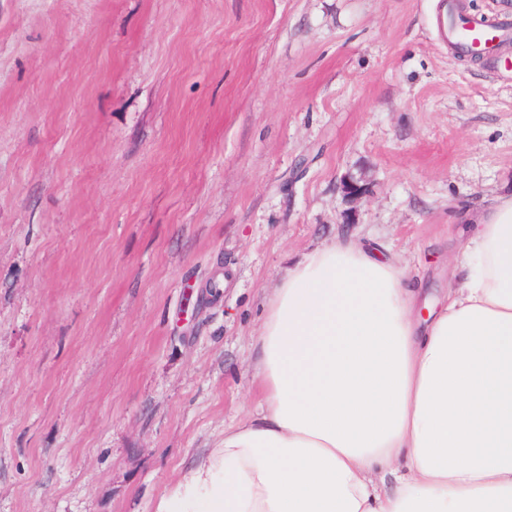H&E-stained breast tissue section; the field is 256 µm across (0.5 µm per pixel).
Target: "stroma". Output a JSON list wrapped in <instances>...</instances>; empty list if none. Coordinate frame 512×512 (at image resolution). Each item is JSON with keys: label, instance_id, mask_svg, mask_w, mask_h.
Instances as JSON below:
<instances>
[{"label": "stroma", "instance_id": "obj_1", "mask_svg": "<svg viewBox=\"0 0 512 512\" xmlns=\"http://www.w3.org/2000/svg\"><path fill=\"white\" fill-rule=\"evenodd\" d=\"M436 4L0 0V512H157L323 244L447 291L512 193V43L450 56Z\"/></svg>", "mask_w": 512, "mask_h": 512}]
</instances>
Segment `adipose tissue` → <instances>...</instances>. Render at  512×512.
<instances>
[{
    "instance_id": "adipose-tissue-1",
    "label": "adipose tissue",
    "mask_w": 512,
    "mask_h": 512,
    "mask_svg": "<svg viewBox=\"0 0 512 512\" xmlns=\"http://www.w3.org/2000/svg\"><path fill=\"white\" fill-rule=\"evenodd\" d=\"M443 300L338 240L290 265L253 338L263 399L158 512H512V195Z\"/></svg>"
}]
</instances>
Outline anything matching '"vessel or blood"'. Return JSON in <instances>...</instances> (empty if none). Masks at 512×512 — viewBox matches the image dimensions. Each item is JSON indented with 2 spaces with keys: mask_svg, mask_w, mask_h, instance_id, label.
I'll return each mask as SVG.
<instances>
[{
  "mask_svg": "<svg viewBox=\"0 0 512 512\" xmlns=\"http://www.w3.org/2000/svg\"><path fill=\"white\" fill-rule=\"evenodd\" d=\"M437 9V38L451 55L479 52L512 39V19L485 22L473 15L463 18L456 14L454 0H439Z\"/></svg>",
  "mask_w": 512,
  "mask_h": 512,
  "instance_id": "obj_1",
  "label": "vessel or blood"
}]
</instances>
